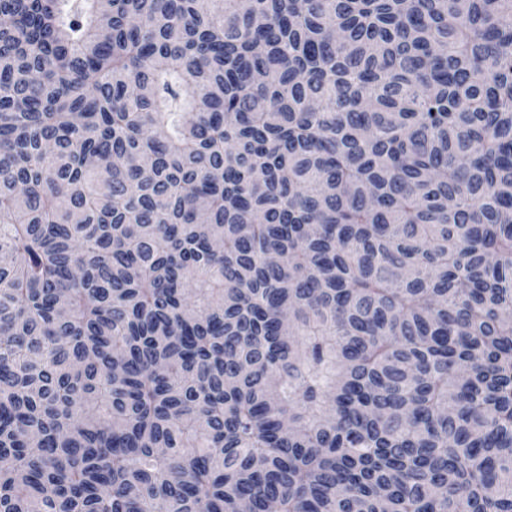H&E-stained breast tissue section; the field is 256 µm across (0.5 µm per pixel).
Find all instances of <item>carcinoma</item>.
<instances>
[{"mask_svg":"<svg viewBox=\"0 0 512 512\" xmlns=\"http://www.w3.org/2000/svg\"><path fill=\"white\" fill-rule=\"evenodd\" d=\"M512 512V0H0V512Z\"/></svg>","mask_w":512,"mask_h":512,"instance_id":"obj_1","label":"carcinoma"}]
</instances>
